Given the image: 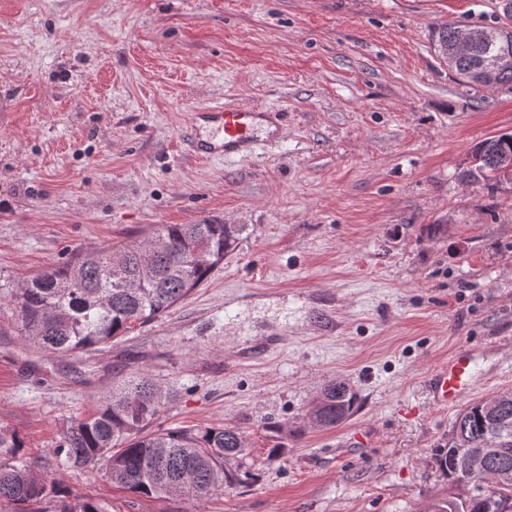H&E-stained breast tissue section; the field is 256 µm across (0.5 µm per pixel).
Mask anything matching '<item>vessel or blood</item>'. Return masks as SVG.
Here are the masks:
<instances>
[{
    "instance_id": "1",
    "label": "vessel or blood",
    "mask_w": 512,
    "mask_h": 512,
    "mask_svg": "<svg viewBox=\"0 0 512 512\" xmlns=\"http://www.w3.org/2000/svg\"><path fill=\"white\" fill-rule=\"evenodd\" d=\"M277 124L276 112L256 107H240L224 104L196 109L191 118L192 133L189 145L199 157L216 155L237 156L253 152L263 144L255 134L259 120ZM211 129L209 140H199L196 131L200 126ZM479 356L478 350L457 347L449 356L447 365L438 369L432 376L430 387L437 404L444 407L456 406L473 387V365Z\"/></svg>"
}]
</instances>
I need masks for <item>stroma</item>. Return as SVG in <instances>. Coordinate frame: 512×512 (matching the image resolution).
Masks as SVG:
<instances>
[{
    "mask_svg": "<svg viewBox=\"0 0 512 512\" xmlns=\"http://www.w3.org/2000/svg\"><path fill=\"white\" fill-rule=\"evenodd\" d=\"M499 0H0V430L17 462L107 512H426L457 415L429 394L480 351L472 403L512 390V179L469 176L512 133V88L460 81L433 29L503 25ZM280 112V140L202 159L199 106ZM246 225L169 313L60 357L11 294L76 249L159 224ZM145 373L155 427L238 429L241 483L137 496L53 456L71 420ZM345 380L358 410L306 414Z\"/></svg>",
    "mask_w": 512,
    "mask_h": 512,
    "instance_id": "1",
    "label": "stroma"
}]
</instances>
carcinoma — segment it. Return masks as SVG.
I'll use <instances>...</instances> for the list:
<instances>
[{"mask_svg":"<svg viewBox=\"0 0 512 512\" xmlns=\"http://www.w3.org/2000/svg\"><path fill=\"white\" fill-rule=\"evenodd\" d=\"M468 53L452 70L466 81L497 88L512 86V62L501 63L502 46L491 29L470 27ZM512 155V134L488 137L472 151L474 171L497 179L498 166ZM242 224H161L140 241L72 254L60 264L25 280L13 293L23 338L67 356L102 348L134 329L170 312L233 253L242 239ZM171 393L146 375L112 390L86 415L74 418L54 454L75 467L104 462L113 485L146 497L198 499L240 481L232 463L245 455L244 437L224 427L151 430ZM356 395L343 382L324 387L309 411L315 426L330 429L354 413ZM494 438L501 451L473 456ZM22 441L0 430V501L15 512H43L48 493L59 498L57 512H105L96 500L75 504L33 469L12 463ZM435 467L451 483H472L466 498L434 501L431 512H484V498L495 493L498 512H512V484L496 489L487 480L512 472V399L495 413L480 400L463 409L448 441L434 456Z\"/></svg>","mask_w":512,"mask_h":512,"instance_id":"carcinoma-1","label":"carcinoma"}]
</instances>
